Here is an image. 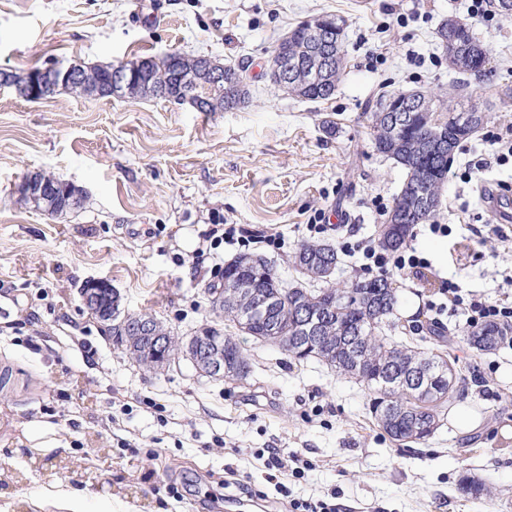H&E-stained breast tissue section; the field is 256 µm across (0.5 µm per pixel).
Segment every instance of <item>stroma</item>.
Returning a JSON list of instances; mask_svg holds the SVG:
<instances>
[{
    "label": "stroma",
    "instance_id": "1",
    "mask_svg": "<svg viewBox=\"0 0 512 512\" xmlns=\"http://www.w3.org/2000/svg\"><path fill=\"white\" fill-rule=\"evenodd\" d=\"M152 0H0V70L106 65L177 50L244 68L251 100L224 112L146 98L127 101L60 93L31 101L0 86V367L13 388L0 390V512H54L50 491L88 488L93 512H285L290 498H335L343 512H512V343L480 354L447 321L466 377L462 402L482 417L475 432L442 419L425 444L400 445L370 413L354 379L320 362H297L278 347L240 335L251 365L241 381L199 374L185 358L146 370L117 349L80 292L108 281L129 313H150L175 334L221 327L211 312L210 283L242 253L271 260L290 283V257L309 238L339 247L335 278L366 277L356 250L342 242L378 237L405 170L371 142V107L380 92L428 90L451 100L457 76L436 32L451 18L468 21L489 51L490 73L468 78L470 103L488 110L490 127L512 125L499 96L512 86V12L470 18L469 0H167L150 19ZM321 13L347 21L348 65L331 99L284 94L265 77L276 39ZM476 132L456 153L442 186L432 236L413 245L436 273L423 283L390 282L400 303L398 336L429 340L428 304L440 278L463 294L500 299L512 277V244L480 237L495 214L487 187H512V160L464 181L488 153ZM49 172L86 192L81 210L51 217L20 206L14 187ZM328 221L309 231L317 210ZM222 222L244 235L215 249H181L182 230L209 233ZM275 228V243L250 231ZM50 425L49 451L26 437L31 423ZM297 453L310 468L265 480L267 448ZM109 462H102V452ZM42 469H33L35 460ZM248 477L256 500L228 484V469ZM489 483L486 502L462 498V474Z\"/></svg>",
    "mask_w": 512,
    "mask_h": 512
}]
</instances>
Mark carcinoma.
<instances>
[{"label": "carcinoma", "mask_w": 512, "mask_h": 512, "mask_svg": "<svg viewBox=\"0 0 512 512\" xmlns=\"http://www.w3.org/2000/svg\"><path fill=\"white\" fill-rule=\"evenodd\" d=\"M346 20L339 15L322 14L298 23L287 34L278 38L273 49L280 50L293 70L281 78L268 74L270 82L284 92L308 101L330 99L346 68L344 50ZM440 44L458 43L464 54L457 60L460 72L467 71L471 60L488 51L476 43L464 22L450 18L437 30ZM332 50L329 69L315 78L311 72L317 57ZM196 66V58L173 52L162 60L150 57L125 61L128 71L124 86L112 90V95L130 100L145 99L152 92L143 86L150 80L168 88L173 101L185 103L179 87L185 83ZM86 79L62 86L60 90L76 96L91 94L90 85L109 84V67L83 66ZM411 103L403 113V122L396 126L391 120V109L398 96ZM251 99L250 86L244 82L237 68L224 69V94L213 95L198 108L200 112H222L239 108ZM460 104L445 105L426 91L416 90L383 95L373 111V143L376 150L393 159L406 170V179L395 205L387 216L381 231V244L397 250L411 236L413 226L432 220L436 214L440 191L448 174L451 158L448 150H436L433 143L442 138L451 140L457 150L463 142L487 123L483 111L476 106L478 117L472 126L461 129L451 122ZM35 178L51 186V193L59 200L80 193L76 186L42 172ZM426 192L432 207L422 208L415 199L416 190ZM338 263V253L330 245L303 244L295 252L293 265L302 275L324 281L332 276ZM224 295L216 297L215 286L207 288L212 296V311L239 328L249 316L253 305L267 296L273 298L268 318L278 333L293 340L302 335L301 308L305 305L320 311L321 323L313 337L297 348L283 351L298 361L311 358L324 362L338 374L348 375L362 383L371 396L370 411L378 426L390 439L401 444L426 443L435 433L440 415L448 403L457 398L465 378L454 353L441 350L428 353L414 343V338L398 339L386 335L389 317L396 311V297L391 283L384 277H373L350 285H332L330 293L313 303L316 291L301 283L285 285L279 281L271 262L260 256L240 255L224 265ZM463 339L478 352L497 349L504 342V329L499 325L468 326L462 330ZM228 368L236 371V379L243 380L250 373L247 356L239 345L230 340L224 348ZM430 365L433 372L422 387L398 383L391 375H412L417 368ZM459 493L471 500L485 501L493 496L492 487L470 475L458 479Z\"/></svg>", "instance_id": "obj_1"}]
</instances>
